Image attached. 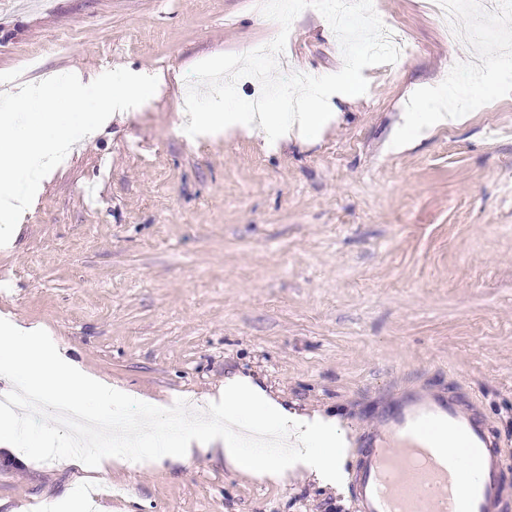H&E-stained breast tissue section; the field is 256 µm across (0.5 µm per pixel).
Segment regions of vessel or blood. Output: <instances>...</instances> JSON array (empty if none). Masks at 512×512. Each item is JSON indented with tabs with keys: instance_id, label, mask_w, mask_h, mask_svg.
I'll return each mask as SVG.
<instances>
[{
	"instance_id": "obj_1",
	"label": "vessel or blood",
	"mask_w": 512,
	"mask_h": 512,
	"mask_svg": "<svg viewBox=\"0 0 512 512\" xmlns=\"http://www.w3.org/2000/svg\"><path fill=\"white\" fill-rule=\"evenodd\" d=\"M362 438L350 479L355 512H512V458L477 400L417 386L380 408Z\"/></svg>"
}]
</instances>
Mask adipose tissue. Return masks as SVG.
I'll list each match as a JSON object with an SVG mask.
<instances>
[{
  "label": "adipose tissue",
  "instance_id": "1",
  "mask_svg": "<svg viewBox=\"0 0 512 512\" xmlns=\"http://www.w3.org/2000/svg\"><path fill=\"white\" fill-rule=\"evenodd\" d=\"M167 74L158 72L149 78L127 76L121 84H98V109H86L81 84H73L67 94L70 112L82 115L81 132L93 136L102 113L126 108L167 81ZM326 92L321 84H313L301 112H266L255 115L233 112L222 99H213L206 111L210 127L240 125L263 141L285 140L317 128L324 120L322 99ZM447 90L430 87L419 96L414 112L408 113L403 127L405 137L419 136L430 130L459 120L456 112L443 108ZM55 108L50 85L30 83L20 90L10 111L0 113V145L11 155V161L0 169V238L11 234L9 218L30 206L28 195L21 191L20 181H34L51 165L55 155L66 149L72 131L62 125L51 124L49 115ZM227 424H239L259 431H269L292 440L294 454L255 453L241 447L232 435L224 437V458L235 471L272 480L282 479L289 471L302 469L312 481L322 487L342 488L347 455L344 450L346 431L336 416L325 412H305L285 405L254 384L249 378L232 376L224 381L219 394Z\"/></svg>",
  "mask_w": 512,
  "mask_h": 512
}]
</instances>
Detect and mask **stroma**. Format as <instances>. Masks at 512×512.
<instances>
[{"instance_id": "stroma-1", "label": "stroma", "mask_w": 512, "mask_h": 512, "mask_svg": "<svg viewBox=\"0 0 512 512\" xmlns=\"http://www.w3.org/2000/svg\"><path fill=\"white\" fill-rule=\"evenodd\" d=\"M16 2L0 0V111L7 91L47 78L55 120L73 127V74L185 75L277 35L257 0ZM378 15L418 54L394 74L364 68L367 92L306 141L266 147L239 127L190 137L188 85L173 81L77 138L0 247V318L45 330L87 373L161 408L206 410L241 375L354 436L393 387L425 382L476 398L512 441V81L498 71L512 37L452 51L427 0H380ZM291 32L303 74L342 68L322 16L298 15ZM455 69L508 111L392 148L414 89ZM100 481L131 491L96 512H353L348 490L304 472L257 479L197 450L96 468L0 450V512H70L77 487Z\"/></svg>"}]
</instances>
